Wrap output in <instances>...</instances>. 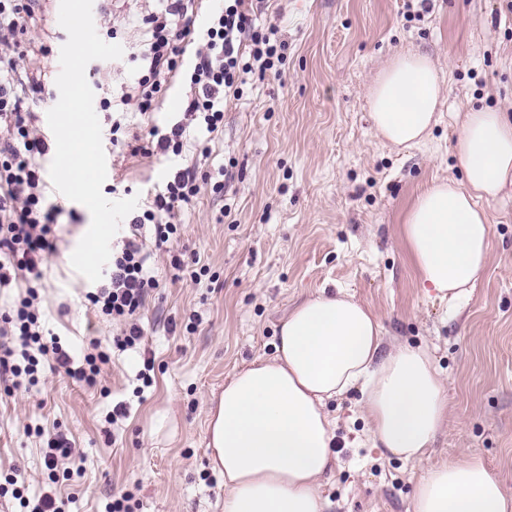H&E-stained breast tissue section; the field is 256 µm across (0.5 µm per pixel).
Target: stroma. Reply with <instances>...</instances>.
<instances>
[{
    "instance_id": "1",
    "label": "stroma",
    "mask_w": 512,
    "mask_h": 512,
    "mask_svg": "<svg viewBox=\"0 0 512 512\" xmlns=\"http://www.w3.org/2000/svg\"><path fill=\"white\" fill-rule=\"evenodd\" d=\"M59 0H41L32 45L48 57L20 61L22 80L40 79L39 119L58 101V55L68 35ZM152 0H104L95 28L121 59L109 61L95 98L132 86ZM275 23L288 50L277 70L248 76L224 126L198 151L169 161L110 150L105 187L147 201L179 168L198 165L209 179L181 214L178 234L155 252L160 288L140 312L144 346L155 357L153 383L136 375L128 353L104 365L96 384L76 382L41 359L44 383L8 391L0 381V472L17 471L27 495L46 490L36 428H57L90 464L59 481L65 512H105L114 493L132 492L134 512H224V478L207 456L212 400L235 371L270 358L280 320L299 300L348 291L374 311L384 347H428L448 379V425L431 460L480 456L512 492V196L487 207L491 265L458 312L421 288L401 236L402 217L432 182L462 179L451 146L456 114L473 105L512 113V13L502 0H264L257 25ZM418 50L441 69V118L426 143L396 149L376 136L367 90L394 54ZM188 85L170 79L143 128L160 133L183 119ZM225 182L223 193L212 185ZM59 207L57 251L40 290L46 326L74 359L86 337L108 340L112 326L81 303L86 279L68 260L91 221L88 209L51 195ZM229 217H222L223 209ZM198 252L210 271L200 282L173 279L170 262ZM359 392L332 400L336 469L322 481L324 512H413L422 462L369 447ZM122 403L128 415L112 436L104 417Z\"/></svg>"
}]
</instances>
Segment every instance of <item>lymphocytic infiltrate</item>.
<instances>
[{
  "mask_svg": "<svg viewBox=\"0 0 512 512\" xmlns=\"http://www.w3.org/2000/svg\"><path fill=\"white\" fill-rule=\"evenodd\" d=\"M37 2L0 0V289L23 291L0 312V376L11 377L17 387L36 385L40 360L49 355L67 375L92 384L108 363L110 350H134L143 341L136 315L159 281L139 235L141 226L153 225L156 245L167 242L178 231L177 213L200 191L199 177L193 167L176 171L164 192L133 214L132 233L113 244L100 283L83 289L84 300L119 326L110 350H103L98 339H89L88 351L78 364L58 342L46 341L39 288L41 266L56 248V217L44 205L46 184L38 163L49 145L38 133L37 117L27 105L43 87L19 84L15 57L17 38L34 20ZM156 2V9L144 19L147 39L138 55L140 76L117 103L133 106L142 115L153 111L169 76L182 66L184 46L195 45L185 106L187 122H176L157 141L131 148L132 153L149 157L178 156L187 145L204 146L209 135L223 127L226 98L241 99L247 75L274 69L283 61L287 45L278 39L276 25L255 24L254 0H224L223 8L212 13L200 33L189 15L194 0ZM36 435L43 443V464L51 479L72 477L70 464L77 452L69 438L56 430L40 429Z\"/></svg>",
  "mask_w": 512,
  "mask_h": 512,
  "instance_id": "obj_1",
  "label": "lymphocytic infiltrate"
}]
</instances>
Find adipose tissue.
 I'll list each match as a JSON object with an SVG mask.
<instances>
[{
  "label": "adipose tissue",
  "mask_w": 512,
  "mask_h": 512,
  "mask_svg": "<svg viewBox=\"0 0 512 512\" xmlns=\"http://www.w3.org/2000/svg\"><path fill=\"white\" fill-rule=\"evenodd\" d=\"M442 87L429 55L392 56L367 93L377 136L403 149L424 143L440 121ZM456 123L452 154L463 179L420 192L401 229L422 287L452 305L487 275L486 206L512 191V117L471 106ZM383 345L378 316L352 294L322 293L289 309L275 356L238 370L209 410L207 446L224 476V512H323L321 481L336 465L327 404L354 389L371 447L405 461L427 456L448 423L447 378L427 347ZM413 512H512V494L481 459L460 456L425 470Z\"/></svg>",
  "instance_id": "1"
}]
</instances>
